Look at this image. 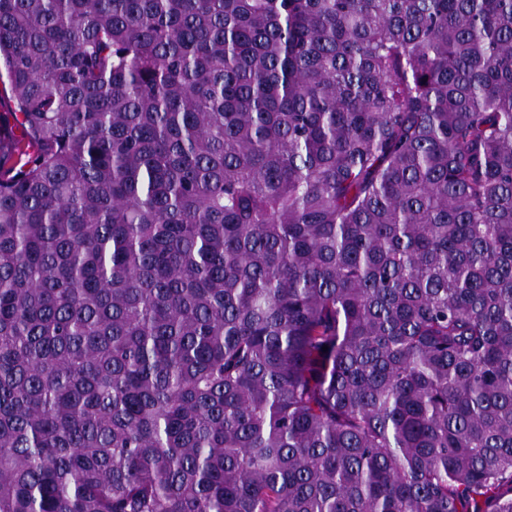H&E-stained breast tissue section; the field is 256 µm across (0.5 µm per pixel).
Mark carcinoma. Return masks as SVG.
Returning <instances> with one entry per match:
<instances>
[{"mask_svg":"<svg viewBox=\"0 0 512 512\" xmlns=\"http://www.w3.org/2000/svg\"><path fill=\"white\" fill-rule=\"evenodd\" d=\"M0 70V512H512V0H0Z\"/></svg>","mask_w":512,"mask_h":512,"instance_id":"carcinoma-1","label":"carcinoma"}]
</instances>
